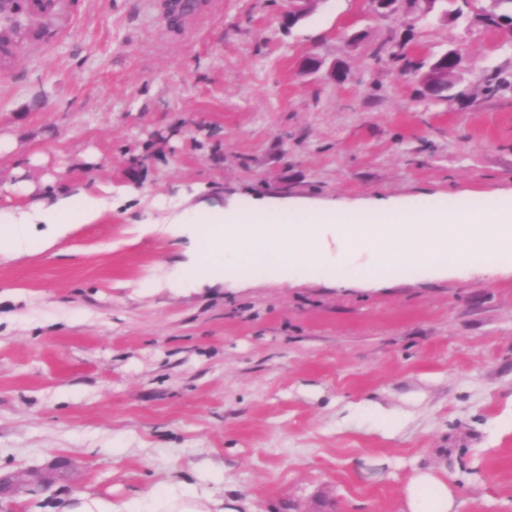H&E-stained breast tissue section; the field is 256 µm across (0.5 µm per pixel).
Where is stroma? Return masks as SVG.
<instances>
[{
    "label": "stroma",
    "instance_id": "stroma-1",
    "mask_svg": "<svg viewBox=\"0 0 512 512\" xmlns=\"http://www.w3.org/2000/svg\"><path fill=\"white\" fill-rule=\"evenodd\" d=\"M147 2L79 0L66 41L0 71V209L112 192L96 223L0 254V512L167 486L237 512H402L426 471L461 512H512L511 272L174 288L195 239L153 206L511 197L512 36L369 0L293 25L282 0H222L176 35Z\"/></svg>",
    "mask_w": 512,
    "mask_h": 512
}]
</instances>
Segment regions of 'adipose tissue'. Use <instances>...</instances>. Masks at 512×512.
Returning a JSON list of instances; mask_svg holds the SVG:
<instances>
[{
    "label": "adipose tissue",
    "mask_w": 512,
    "mask_h": 512,
    "mask_svg": "<svg viewBox=\"0 0 512 512\" xmlns=\"http://www.w3.org/2000/svg\"><path fill=\"white\" fill-rule=\"evenodd\" d=\"M112 200L98 193H55L40 201L31 210H0V224L8 225L9 233L0 234V254L20 253L27 249L28 225H70L94 223L111 207ZM406 512H457L458 503L447 482L430 472L414 475L404 490ZM65 512H236L234 507H221L219 501L194 492L171 488L153 497L146 504L133 501L112 502L100 497H74Z\"/></svg>",
    "instance_id": "obj_1"
}]
</instances>
